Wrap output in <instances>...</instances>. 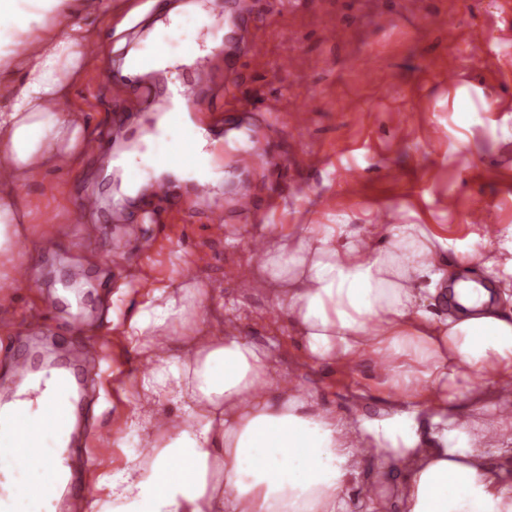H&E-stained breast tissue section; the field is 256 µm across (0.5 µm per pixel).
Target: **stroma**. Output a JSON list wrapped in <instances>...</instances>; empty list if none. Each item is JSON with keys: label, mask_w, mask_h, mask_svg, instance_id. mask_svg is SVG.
Returning <instances> with one entry per match:
<instances>
[{"label": "stroma", "mask_w": 512, "mask_h": 512, "mask_svg": "<svg viewBox=\"0 0 512 512\" xmlns=\"http://www.w3.org/2000/svg\"><path fill=\"white\" fill-rule=\"evenodd\" d=\"M155 0H112L84 10L75 22L97 39L83 81L64 104L79 113L101 151L76 167L34 178L31 222L20 247L36 265L33 288L0 287V389L10 390L17 359L32 349L66 356L84 381L77 413L83 426L64 450L70 488L90 484L100 512L111 505L99 482L123 468L147 463L151 429L133 430L138 400L129 380L141 372L147 351L128 344L131 321L144 299L142 283L219 285L224 303L215 324H235L268 347L298 382L307 410L349 417L386 408L382 371L372 357L355 365L311 364L288 319L274 312L263 289L240 277L253 257L249 241L261 224H347L365 234L380 211L393 224H421L442 239L431 256L446 263L475 249L471 275L494 283L502 271L499 249L485 248L489 225H512V0H217L208 26L172 31L171 53L189 43L219 44L207 54L210 82L194 87L190 69L162 70L157 80L121 79L129 54L152 50ZM257 48L260 64L245 48ZM193 86L194 116L222 152L201 199L191 181L171 180L168 199L154 196L148 154L123 177H139L136 197L112 204L100 196L103 166L112 160L106 139L116 124H141L169 106L172 81ZM262 140L272 161L285 163L288 179L276 182L262 166L243 167L238 156ZM317 155L321 168L308 160ZM250 195L248 214L236 201ZM84 195L97 197L83 238L70 212ZM221 209L234 239L209 236L207 216ZM56 252L35 246L43 234ZM208 253L198 261L197 249ZM122 266H114L115 254ZM80 267L92 277L88 301L59 297L48 274ZM41 319V331L26 323ZM403 466L383 456H362L346 489L348 512H366L368 499L384 512H401Z\"/></svg>", "instance_id": "35a3bbf8"}]
</instances>
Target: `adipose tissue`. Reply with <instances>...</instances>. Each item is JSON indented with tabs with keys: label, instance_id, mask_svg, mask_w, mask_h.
<instances>
[{
	"label": "adipose tissue",
	"instance_id": "ef3b65f1",
	"mask_svg": "<svg viewBox=\"0 0 512 512\" xmlns=\"http://www.w3.org/2000/svg\"><path fill=\"white\" fill-rule=\"evenodd\" d=\"M82 0H0V278L27 265L17 242L28 221L25 186L61 158L77 162L91 132L59 112L90 64V30L73 22ZM55 18L52 29L37 23ZM28 51L11 58L17 34ZM262 287L300 338L308 362L385 361L400 406L351 424L313 413L292 393L267 391L270 350L241 334L201 336L194 311L215 299L202 285H150L128 340L166 343L132 387L142 406L163 396L187 422L159 434L149 467L131 465L108 486L112 512H346L345 488L362 448L406 464L405 512H512V448L488 461L448 407L512 379V289L453 278L429 257L419 224L364 236L344 224H268Z\"/></svg>",
	"mask_w": 512,
	"mask_h": 512
}]
</instances>
